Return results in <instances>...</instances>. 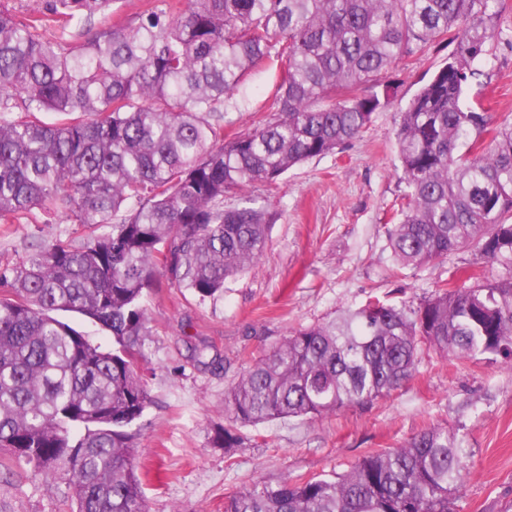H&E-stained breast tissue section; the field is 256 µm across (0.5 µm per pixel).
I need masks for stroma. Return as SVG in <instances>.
<instances>
[{"label": "stroma", "mask_w": 512, "mask_h": 512, "mask_svg": "<svg viewBox=\"0 0 512 512\" xmlns=\"http://www.w3.org/2000/svg\"><path fill=\"white\" fill-rule=\"evenodd\" d=\"M445 56L433 48L410 68L394 70L397 96L344 152L291 169L277 190L251 187L277 219L259 261L227 279L223 292L201 302L163 279L149 289L151 336L140 366L152 404L135 449L148 512H224L227 499L256 480L340 474L367 452L400 447L433 425L469 438L456 512H512V369L499 361L430 352L385 397L322 419L243 427V445L228 452L212 444L228 424L225 390L289 332L356 310L374 295L415 306L447 277L471 284L473 251L397 272L387 247L386 217L407 192L397 174L400 112L418 80ZM481 68L471 95L483 100L493 123L512 119V47L498 45ZM281 72L273 64L234 95L226 118L235 130L252 127ZM84 235L79 225L40 213L0 223V268L22 263L33 244L76 243ZM196 346L204 350L199 362L191 357ZM70 508L43 476L0 466V512Z\"/></svg>", "instance_id": "obj_1"}]
</instances>
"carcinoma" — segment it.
I'll use <instances>...</instances> for the list:
<instances>
[{"mask_svg":"<svg viewBox=\"0 0 512 512\" xmlns=\"http://www.w3.org/2000/svg\"><path fill=\"white\" fill-rule=\"evenodd\" d=\"M118 2L0 10V221L38 210L89 229L0 269V450L15 466L65 486L72 512H146V292L161 274L204 302L256 263L276 215L224 197L342 152L391 103L393 70L435 43L448 55L401 111L408 192L388 246L399 269L473 247L505 274L450 278L415 307L370 297L289 333L224 391L232 425L213 443L387 396L425 350L512 361V122L469 96L507 0H160L128 22L112 20ZM95 17L92 38H68ZM267 61L285 70L264 113L224 132V105ZM470 454L466 434L431 426L343 474L257 480L224 512H454ZM58 317L77 330L89 335L93 342L102 343L103 345L111 344V340L106 336V333L88 319L70 313H59Z\"/></svg>","mask_w":512,"mask_h":512,"instance_id":"carcinoma-1","label":"carcinoma"}]
</instances>
